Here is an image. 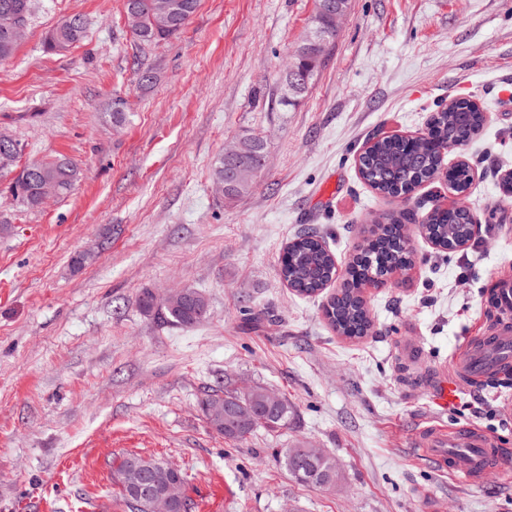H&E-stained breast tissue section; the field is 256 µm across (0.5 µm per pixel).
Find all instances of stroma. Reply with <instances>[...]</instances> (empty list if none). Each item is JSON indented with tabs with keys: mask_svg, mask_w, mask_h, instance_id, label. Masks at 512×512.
Listing matches in <instances>:
<instances>
[{
	"mask_svg": "<svg viewBox=\"0 0 512 512\" xmlns=\"http://www.w3.org/2000/svg\"><path fill=\"white\" fill-rule=\"evenodd\" d=\"M315 10L199 0L179 38L146 45L123 0H35L0 61V132L23 146L17 168L65 157L81 179L29 209L0 172V512H127L114 469L129 454L178 467L194 512H512V470L470 483L414 445L426 422H470L512 449V372L450 411L433 398L512 278V196L499 187L512 171V0H351L307 94L284 108L281 74ZM73 14L85 39L47 51ZM460 95L487 112L482 136L446 157L474 171L481 238L441 253L413 235L414 269L363 291L374 333L338 336L326 295L280 279L283 248L314 228L346 268L369 214L404 208L360 179L358 153L377 134L422 133ZM248 135L268 164L229 205L213 164ZM184 286L209 302L197 326L140 310L144 290ZM245 386L288 398V427L243 442L213 432L204 389ZM298 446L335 460L333 486L292 478L279 452Z\"/></svg>",
	"mask_w": 512,
	"mask_h": 512,
	"instance_id": "stroma-1",
	"label": "stroma"
}]
</instances>
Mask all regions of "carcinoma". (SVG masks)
Here are the masks:
<instances>
[{"label": "carcinoma", "instance_id": "carcinoma-1", "mask_svg": "<svg viewBox=\"0 0 512 512\" xmlns=\"http://www.w3.org/2000/svg\"><path fill=\"white\" fill-rule=\"evenodd\" d=\"M179 5L178 17L171 28H159L155 23L158 11ZM198 7V0H124L125 11L137 8L141 11L138 28L132 31L140 42L153 43L172 39L182 33ZM34 0H0V60L11 58L18 43L3 42V27L18 18L29 21ZM310 28H321L330 41H335L336 30L333 15L316 9L311 17ZM86 34V22L79 15L61 21L46 37L47 48L63 52L81 42ZM322 56H299L295 67L308 71V81H313L321 66ZM485 124L483 108L466 96L452 98L443 108L432 113L423 135L417 139L397 136L376 140L366 152L357 157L361 178L378 194L389 198H409L416 188L439 176H445L453 190L467 196L472 185V171L468 163L460 161L453 165L445 163L442 151L458 147L477 137ZM227 147L237 151V161L254 169L266 153V143L259 137H239ZM43 179H52L70 192L79 179V171L69 161L56 159L36 162L23 168L13 179L10 192L23 207L40 205L39 188ZM214 180L219 185H228L227 202L234 203L250 194L256 179L238 180L230 174L225 156H220L214 165ZM415 223L414 215L406 210L398 216L384 215L375 221L372 237L361 248L347 268L344 288L327 300L324 315L331 327L340 336L358 339L374 332V324L366 301L362 296L364 284L376 282L406 271L415 264V252L411 246L409 225ZM472 223L470 210L442 209L432 207L421 223L416 226L420 235L439 242L443 250L453 251L457 244L468 236V224ZM281 278L299 295L316 296L336 279V258L328 250L323 238L313 231L303 232L293 238L279 258ZM175 302L157 300L146 290L139 299L141 311L157 315L165 322L181 328H192L208 315L209 302L196 288L186 287L174 295ZM229 392L213 390L201 399L200 405L208 424L217 434L231 441H244L257 428H280L288 425L293 408L288 399L278 405L267 403V390L254 387L241 395L249 399L255 408L253 415L224 421V417H213L209 408L221 409L228 404ZM288 473L299 483L313 488H325L336 482V462L325 456L316 459L304 448H283L279 452ZM145 472L160 492L168 484L176 482L180 496L170 505V512H191L193 503L186 493V480L182 472H168L164 464L154 458L138 454L123 457L116 468L119 478L134 471Z\"/></svg>", "mask_w": 512, "mask_h": 512}]
</instances>
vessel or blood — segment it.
<instances>
[{
    "label": "vessel or blood",
    "mask_w": 512,
    "mask_h": 512,
    "mask_svg": "<svg viewBox=\"0 0 512 512\" xmlns=\"http://www.w3.org/2000/svg\"><path fill=\"white\" fill-rule=\"evenodd\" d=\"M496 302L502 319L492 333L454 354L448 381L435 394V402L442 409L459 404L462 382L476 384L512 369L511 279L500 282ZM415 444L422 456L470 482L481 481L493 469L512 467V458L500 453L494 439L474 425L449 431L427 424L417 430Z\"/></svg>",
    "instance_id": "obj_1"
}]
</instances>
